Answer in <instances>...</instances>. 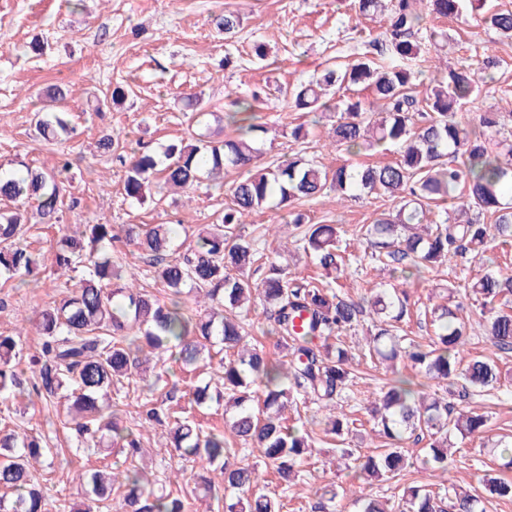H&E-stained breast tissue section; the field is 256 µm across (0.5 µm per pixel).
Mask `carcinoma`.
Wrapping results in <instances>:
<instances>
[{
  "label": "carcinoma",
  "instance_id": "cac0c4a2",
  "mask_svg": "<svg viewBox=\"0 0 512 512\" xmlns=\"http://www.w3.org/2000/svg\"><path fill=\"white\" fill-rule=\"evenodd\" d=\"M461 0H428L432 13L443 18L462 16ZM419 0H355L356 12L370 19L386 16L385 30L372 46L396 60L377 67L358 59L344 69L327 67L319 78L301 82L289 90L292 107L308 112H339L333 128L336 146L357 156L384 144L399 146L400 158L392 164H340L326 167L302 155H293L268 166L256 164L255 141L267 133L257 121L251 99L235 97L226 114L234 136L221 142L207 133L192 131L190 139L123 160L124 193L140 203L162 175V187L190 191L203 179H213L227 169H244L246 175L229 188L231 203L219 223L193 235L191 255L171 260L168 224H128L125 238L137 245L158 266V277L169 297L162 300L128 283L122 264L112 260L108 248L114 235L110 224H76L61 236L52 264L74 269L87 264V274L59 303L41 310L35 323L40 336L39 354L30 359L38 368L32 393L44 399L59 396L68 401L69 424L87 447L117 445L125 458L145 453L140 421L126 422L119 404L104 401L112 385L138 376L141 390L151 393L161 376H151L143 365L166 352L175 353L183 371L218 346L225 351L223 387L195 388L194 402L224 404L233 411L230 433L246 447L260 452L265 469L289 486L303 459L313 454V430L306 424L288 423L286 411L311 402L328 407L352 385L353 353L342 340L359 316L370 311L380 327L368 346L379 362L403 359L415 378L446 380L456 384L466 398L500 388L504 374L494 362L467 353L471 339L470 315L462 304H438L432 308L433 337L420 343L401 334L399 323L406 314L408 296L398 286L382 289L364 301L340 295L331 284L286 276L284 266L263 260L257 240L238 233L246 218L271 200L288 208V225L299 231V246L323 268L341 270L346 257L337 253L341 228L336 224H307L295 210L303 199L328 191L339 197L383 195L397 202V209L383 213L372 224L359 227L356 240L366 241L368 257L391 273H401L403 283L421 277L426 270L449 264L466 254L484 260L494 249L512 246V205L504 201L512 188V142L489 146L486 131L497 126L498 113L485 112L479 124H462L455 114L478 89V79L490 68L450 69L433 80L419 101L409 93L415 78L413 62L422 52L416 34L423 29ZM225 39L240 28V15L226 9L214 17ZM486 24L501 38L512 40V11H492ZM369 90L380 103L379 118L372 119L357 96L338 103L336 91ZM40 134L55 140L71 132L57 112L37 115ZM68 162L53 172L25 168V176L0 180V199L18 203L33 199L44 224L58 222ZM448 206L454 217L441 224L427 223L431 205ZM23 228V210L0 214V271L26 276L40 272L39 255L16 246ZM264 269L254 280L246 270L255 264ZM205 293L212 301L198 315L185 312L184 289ZM484 316L486 335L504 353L512 352V275L487 270L467 284ZM261 304L269 308L270 329L277 345L286 350L272 359L245 340L242 313ZM17 343L0 333V392L10 393L18 382ZM414 378L394 377L378 387L365 412L374 422L384 447L367 455L339 449L340 457H355L356 473L381 481L393 479L409 466L402 447L427 432L434 437L422 459L425 468L448 469L451 434L481 437L488 416L477 408L454 411L445 398L424 392ZM145 419L168 428L170 443L199 459L206 471L216 473L224 489V512H282L283 503L257 492L261 474L249 463L233 461L241 449L231 446L226 433L204 430L195 420L172 415L161 407L142 405ZM356 419L332 415L328 432L338 436L352 432ZM0 488L12 498H0V512H47L45 497L34 482L33 469L51 453L33 438L16 433L0 435ZM497 470L512 471V446L500 442L494 449ZM490 498L512 499V481L500 474L484 475ZM90 503L71 512H94L109 498L112 488H125L118 512H187L188 498L158 490L137 469L120 471L108 465L86 477ZM399 512H486L481 496L448 486V497L420 485H408L398 495Z\"/></svg>",
  "mask_w": 512,
  "mask_h": 512
}]
</instances>
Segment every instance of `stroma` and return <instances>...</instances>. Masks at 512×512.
<instances>
[{
	"label": "stroma",
	"instance_id": "35a3bbf8",
	"mask_svg": "<svg viewBox=\"0 0 512 512\" xmlns=\"http://www.w3.org/2000/svg\"><path fill=\"white\" fill-rule=\"evenodd\" d=\"M239 11L243 27L233 47H226L212 23L220 9ZM384 19L368 20L355 14L352 0H0V169L12 171L20 164L49 171L69 161V181L63 193L60 221L40 223L35 212L18 239L20 246L49 255L57 238L70 224H108L121 233L126 224H182L197 231L215 223L230 201V186L241 171H226L223 179L204 183L191 195L153 189L144 203L126 200L123 192L125 169L120 160L135 150L160 149L188 136L189 112L183 101L187 91L200 93L206 112L215 114L210 131L228 134L224 115L229 94L244 96L262 93L255 110L268 132L259 141L258 162L269 165L300 153L326 166L343 163L348 155L331 143L329 132L336 122L332 112L307 113L289 104L288 91L300 81L316 77L325 63L348 62L365 53L363 33L378 34ZM425 27L445 32L446 42L439 61L418 66L412 87L416 98H425L430 81L440 68L469 66L475 56L490 54L500 61L493 78L481 82L472 101L456 114L457 121L478 122L485 112L500 115L501 137L512 136V43L503 40L478 16L468 25L427 15ZM44 44L42 54L27 48L32 39ZM264 44L267 61H258L254 44ZM234 56L233 66H225V53ZM123 85L127 97L113 104L112 88ZM61 86L66 97L53 103L43 95L46 87ZM65 113L71 134L56 141L44 140L34 126L36 112ZM305 125V142L294 141L291 130ZM112 135L111 152L99 150L102 135ZM390 198L361 196L338 199L335 193L302 202L299 209L312 224H338L353 234L363 224L374 223L380 213L393 211ZM364 245H356V258L340 274L337 288L359 299L371 290L387 287L388 271L364 258ZM112 254L134 272L141 287L164 297L165 287L152 262L134 246L116 241ZM480 264L466 258L453 266L426 271L409 287L410 311L402 327L420 342L432 334L428 312L434 303L456 286V299L470 314L475 327L469 348L512 371V352L499 351L485 335L480 308L463 290L468 279L480 273ZM65 275L44 264L37 278L0 277V333L13 335L22 357L23 378L31 373L27 357L39 349L31 319L43 308L68 295ZM353 367L357 378L355 399H341L343 411L354 403H367L371 389L391 378L385 366H373L363 354H356ZM192 381H181L174 401H167L166 387L153 393L157 403H169L171 410L195 418L203 429H224L223 407H196L189 393ZM489 416L488 437L484 440L452 436L455 448L448 458L447 471L422 468L419 458L424 444H407L410 465L404 475L388 481L354 480L353 469L329 465L328 456L339 447L367 453L381 447L373 423L365 412H356V429L346 438L325 433L315 426L317 454L305 460L299 478L289 489L278 490L270 471H263L262 492H276L285 504L283 512H312L316 491L355 485L357 494L393 498L400 486L410 483L447 488L454 483L479 489L486 470L493 467L490 453L495 440L512 435V396L491 391L478 398ZM66 401L48 403L23 394H0V430L16 431L40 438L61 459L52 467H39L35 479L50 512L80 503L85 487L78 473L109 464L127 468L116 449L93 452L84 449L66 425ZM354 411V410H353ZM147 455L135 465L153 474L157 485H169L180 495L190 494L200 465L182 451L169 447L166 430L148 425L141 430Z\"/></svg>",
	"mask_w": 512,
	"mask_h": 512
}]
</instances>
